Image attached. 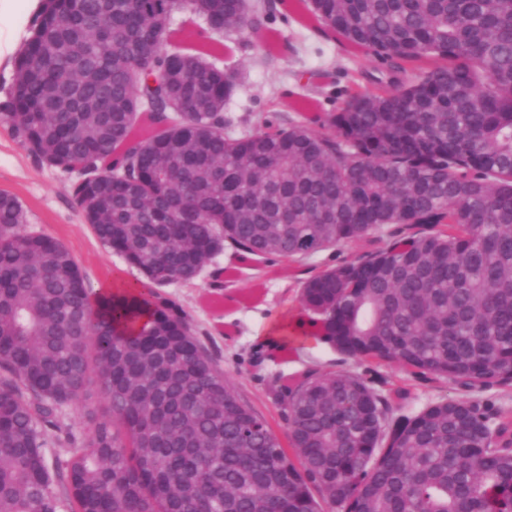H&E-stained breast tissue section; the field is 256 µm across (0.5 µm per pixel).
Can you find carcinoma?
<instances>
[{
	"label": "carcinoma",
	"instance_id": "obj_1",
	"mask_svg": "<svg viewBox=\"0 0 512 512\" xmlns=\"http://www.w3.org/2000/svg\"><path fill=\"white\" fill-rule=\"evenodd\" d=\"M278 6L386 64L376 91L252 130L224 114L237 74L210 47L294 51L275 5L47 0L36 17L0 121L40 162L85 170L84 220L146 282L93 296L0 191V512H512L494 404L413 412L405 386L311 372L277 396L287 450L154 292L225 251L299 263L361 242L302 282L312 335L467 392L512 384V0ZM91 384L92 432L49 437Z\"/></svg>",
	"mask_w": 512,
	"mask_h": 512
}]
</instances>
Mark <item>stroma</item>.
I'll return each instance as SVG.
<instances>
[{"label":"stroma","instance_id":"obj_1","mask_svg":"<svg viewBox=\"0 0 512 512\" xmlns=\"http://www.w3.org/2000/svg\"><path fill=\"white\" fill-rule=\"evenodd\" d=\"M272 26L297 51L270 62L260 48L236 50L227 62L237 73L236 87L225 107L235 119L253 122L267 112L288 114L298 104L310 105L315 112L336 111L351 81L381 67L375 59L353 57L336 41L312 36L293 16L275 13ZM74 181V176L39 162L0 124V190L21 203L27 231L61 241L93 290L118 277L140 281V272L104 247L86 224L72 195ZM363 252V245L352 243L292 268L268 257L240 261L222 253L193 282L174 283L160 293L188 313L198 338L240 398L269 419L282 438L288 425L270 391L272 380L286 385L311 371L369 373L377 381L404 375L395 366L368 372L364 364L327 345L310 347L275 328L276 323L304 318L298 300L303 280L355 261ZM102 408L97 388H90L67 410L61 433L89 432Z\"/></svg>","mask_w":512,"mask_h":512}]
</instances>
